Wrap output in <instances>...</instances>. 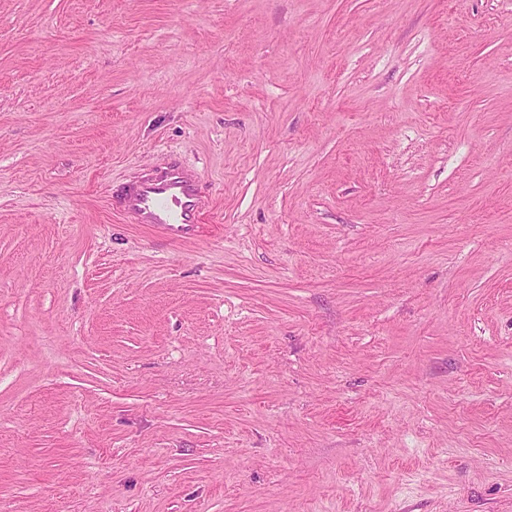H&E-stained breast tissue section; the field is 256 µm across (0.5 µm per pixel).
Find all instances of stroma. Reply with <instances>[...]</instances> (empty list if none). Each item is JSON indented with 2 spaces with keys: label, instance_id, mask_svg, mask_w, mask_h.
I'll use <instances>...</instances> for the list:
<instances>
[{
  "label": "stroma",
  "instance_id": "1",
  "mask_svg": "<svg viewBox=\"0 0 512 512\" xmlns=\"http://www.w3.org/2000/svg\"><path fill=\"white\" fill-rule=\"evenodd\" d=\"M0 512H512V0H0ZM208 208L198 174L177 162L153 167L126 189L120 201L121 212L135 224H148L182 242L197 236Z\"/></svg>",
  "mask_w": 512,
  "mask_h": 512
}]
</instances>
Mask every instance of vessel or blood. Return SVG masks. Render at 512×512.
<instances>
[{"label":"vessel or blood","mask_w":512,"mask_h":512,"mask_svg":"<svg viewBox=\"0 0 512 512\" xmlns=\"http://www.w3.org/2000/svg\"><path fill=\"white\" fill-rule=\"evenodd\" d=\"M209 208L197 173L176 162L153 167L133 182L120 201L121 212L166 238L194 239Z\"/></svg>","instance_id":"obj_1"}]
</instances>
